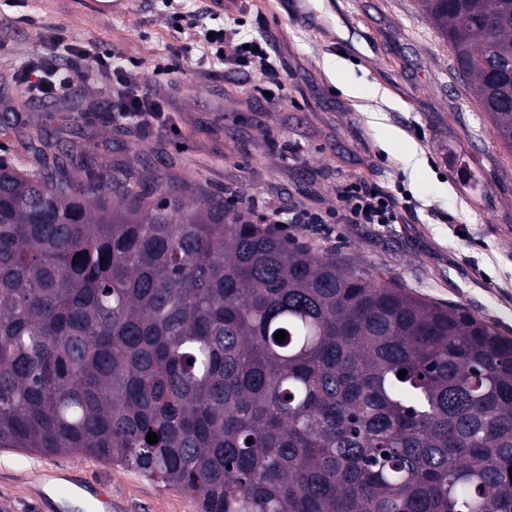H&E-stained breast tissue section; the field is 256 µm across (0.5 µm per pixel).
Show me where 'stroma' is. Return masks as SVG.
Instances as JSON below:
<instances>
[{"instance_id": "35a3bbf8", "label": "stroma", "mask_w": 512, "mask_h": 512, "mask_svg": "<svg viewBox=\"0 0 512 512\" xmlns=\"http://www.w3.org/2000/svg\"><path fill=\"white\" fill-rule=\"evenodd\" d=\"M271 8L241 0L218 22L272 39L282 81L275 100L257 92L259 76L204 62L196 30L173 27L163 0H128L109 16L89 0H0V41L10 49L0 56V98L12 113L0 155L30 163L25 134L39 127L82 143L96 165L167 171L190 203L227 189L262 210L335 211L343 185L371 184L403 203L399 223L289 224L286 233L321 257L385 269L412 294L463 306L512 337V154L416 0H318L333 22L320 31ZM58 28L69 42L91 40L134 61L147 92L168 107L165 127L147 136L112 125L94 85L68 100L28 99L11 71L51 52ZM51 479L56 508L43 490ZM88 481L108 491L98 512H194L179 492L94 457L0 448V512H86L64 502Z\"/></svg>"}]
</instances>
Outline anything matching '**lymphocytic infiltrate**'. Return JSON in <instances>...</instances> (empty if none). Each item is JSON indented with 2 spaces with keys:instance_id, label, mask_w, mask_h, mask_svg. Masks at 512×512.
Instances as JSON below:
<instances>
[{
  "instance_id": "lymphocytic-infiltrate-1",
  "label": "lymphocytic infiltrate",
  "mask_w": 512,
  "mask_h": 512,
  "mask_svg": "<svg viewBox=\"0 0 512 512\" xmlns=\"http://www.w3.org/2000/svg\"><path fill=\"white\" fill-rule=\"evenodd\" d=\"M54 55L33 54L17 65L12 78L32 99H60L80 84H93L107 96L106 118L117 125H134L150 133L166 123L162 103L146 91L133 65L121 55L97 52L91 45L65 42L51 35ZM202 55L228 73H257L260 91L278 89L280 71L271 41L254 37L242 41L237 30L213 28L200 39ZM341 210L352 224H394L398 221L392 194L373 191L364 183H351L339 192Z\"/></svg>"
}]
</instances>
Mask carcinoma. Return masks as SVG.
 <instances>
[{"label":"carcinoma","mask_w":512,"mask_h":512,"mask_svg":"<svg viewBox=\"0 0 512 512\" xmlns=\"http://www.w3.org/2000/svg\"><path fill=\"white\" fill-rule=\"evenodd\" d=\"M418 2L512 154V0ZM28 151L0 158V448L133 468L195 512H512L495 323L222 191L192 207L40 129Z\"/></svg>","instance_id":"cac0c4a2"}]
</instances>
